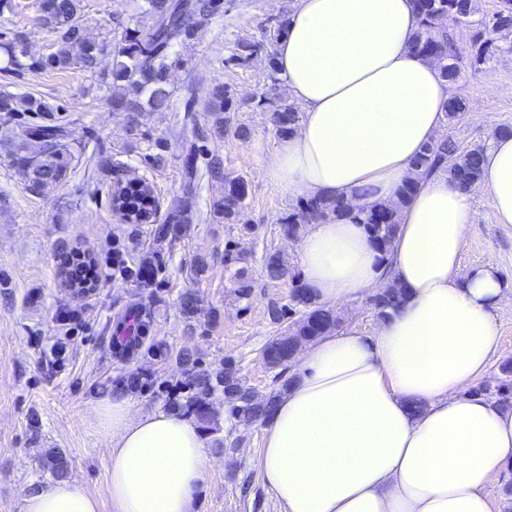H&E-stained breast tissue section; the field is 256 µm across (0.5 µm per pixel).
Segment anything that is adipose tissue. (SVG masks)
<instances>
[{"mask_svg": "<svg viewBox=\"0 0 512 512\" xmlns=\"http://www.w3.org/2000/svg\"><path fill=\"white\" fill-rule=\"evenodd\" d=\"M414 0H296L275 67L303 118L271 170L289 192L388 202L446 121L448 81L418 54ZM512 224V135L494 136L481 181L442 174L402 207L388 256L364 225H311L300 243L305 282L338 305L391 282L406 298L366 336L350 329L309 344L264 429L256 459L283 512H495L488 486L512 479V408L473 392L500 344L508 288L491 266L462 268L476 193ZM110 440L114 512H193L208 434L172 412L100 404ZM22 512H99L80 482L59 480Z\"/></svg>", "mask_w": 512, "mask_h": 512, "instance_id": "obj_1", "label": "adipose tissue"}]
</instances>
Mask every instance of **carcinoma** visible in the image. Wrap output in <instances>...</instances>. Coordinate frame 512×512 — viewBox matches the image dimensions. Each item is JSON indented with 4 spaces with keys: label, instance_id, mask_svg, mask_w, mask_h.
Listing matches in <instances>:
<instances>
[{
    "label": "carcinoma",
    "instance_id": "obj_1",
    "mask_svg": "<svg viewBox=\"0 0 512 512\" xmlns=\"http://www.w3.org/2000/svg\"><path fill=\"white\" fill-rule=\"evenodd\" d=\"M415 7L420 17V29L415 37L416 51L434 58L444 76L449 80L455 79L460 72L463 55L448 37L445 22L449 19L456 23L468 22L474 12V0H415ZM222 8L223 0H144L141 9L149 22L122 26L120 39L110 46L89 36L81 0H41L44 22L55 34L53 51L45 57L35 58L29 53L25 36L15 33L5 42L6 59L0 66V76L17 79L31 69L80 68L103 77V62L110 56L112 83L121 86L122 92L105 99L109 111L115 114L141 112L146 108L163 111L169 108L174 96L169 72L175 48ZM481 24L484 30L478 32L470 53L471 62L478 65L492 59L500 49L493 39L484 37V33L505 37L512 34V0H494L489 18L482 20ZM254 100L258 106L272 112L278 137L286 138L295 131L300 120L295 104L276 98L267 90L254 95ZM183 101L185 117L175 136L182 143H191L190 152L183 161L184 199L182 205L170 210L162 219L155 187L149 178H127V163L117 154H89L86 145L75 147L68 143L67 122L54 115L58 108L49 105L44 98L0 89V112L7 116L15 112H30L44 119L42 124L20 130L10 152L13 163L24 169L29 190L41 195L59 186L75 169V161L84 157L93 172L106 177L111 207L120 218L127 224L151 225L150 234L158 252L172 245L181 233L182 225L190 222L203 182L223 174L219 156L200 161L201 153L196 142L211 136L245 139L250 134L247 127L236 123L234 112L237 111V103L222 86H215L208 92L205 112L210 126L207 128L198 121L196 83L185 87ZM465 108L461 100L451 99L446 106V125H456ZM485 150L486 146L481 144L462 150L448 133H442L412 162L411 171L399 186L392 205L354 210L349 202L342 199L333 202L302 200L292 212L280 219V224L288 233L313 218L363 224L377 249L386 253L397 231V213L415 192L419 180L424 176L444 173L455 186L466 188L481 178ZM247 194L248 185L244 179L238 177L224 181V196L214 203L213 213L228 224L237 223ZM113 253L112 266L115 270L144 287L152 284L154 267L150 260L130 264L120 250L115 249ZM264 269L272 281L282 279L289 272L287 262L277 252L267 255ZM61 275L67 287L74 286L78 292L90 290L97 282L94 257L89 255L77 259L74 251L65 253ZM292 282L291 301L298 307V317L265 346L263 358L270 368H285L301 346L338 330L341 325L335 309L316 302L297 275H292ZM402 298L401 288L389 283L370 295L368 302L382 320L388 316V311L401 303ZM147 330L146 315L140 311L128 313L117 320L112 329L115 352L125 355L139 350ZM179 360L193 370V379L186 395L172 400L171 404L193 416L203 430L213 436L215 444H223V439L217 437L221 426L211 405V398L216 392L224 394L231 403L232 414L237 417L258 421L272 414L280 392L272 390L262 395L244 385L237 376L234 360L229 358L222 367L211 370L198 368L194 355L189 351L180 353ZM47 466L57 478L66 476L68 472L64 456L52 451L47 455Z\"/></svg>",
    "mask_w": 512,
    "mask_h": 512
}]
</instances>
